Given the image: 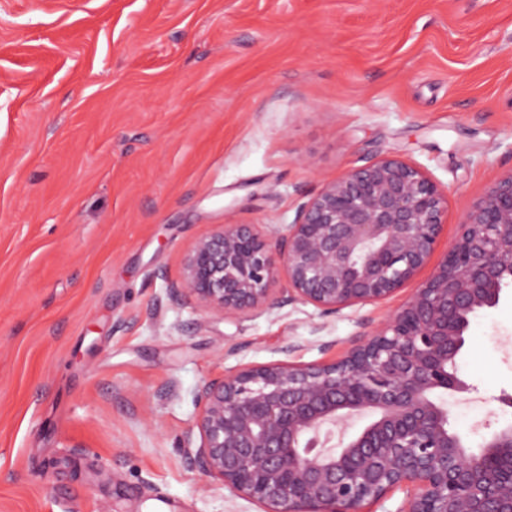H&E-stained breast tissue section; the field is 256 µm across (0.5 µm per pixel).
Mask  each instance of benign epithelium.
<instances>
[{
    "label": "benign epithelium",
    "mask_w": 512,
    "mask_h": 512,
    "mask_svg": "<svg viewBox=\"0 0 512 512\" xmlns=\"http://www.w3.org/2000/svg\"><path fill=\"white\" fill-rule=\"evenodd\" d=\"M448 208L396 156L327 183L268 235L222 224L188 252L174 297L205 316L248 319L301 303L323 316L376 304L428 263ZM288 287L275 293L280 271ZM512 284V171L467 213L431 275L383 325L330 363L275 362L205 383L188 467L263 512H366L397 488L398 512H512V427L471 451L440 392L466 393L458 356L470 319ZM340 446L331 445L336 430Z\"/></svg>",
    "instance_id": "1"
}]
</instances>
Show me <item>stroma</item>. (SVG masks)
Instances as JSON below:
<instances>
[{
    "mask_svg": "<svg viewBox=\"0 0 512 512\" xmlns=\"http://www.w3.org/2000/svg\"><path fill=\"white\" fill-rule=\"evenodd\" d=\"M384 155L448 198L423 281L512 171V0H0V512H261L185 463L200 388L340 359L413 288L243 322L169 288ZM465 338L474 451L512 424V285Z\"/></svg>",
    "mask_w": 512,
    "mask_h": 512,
    "instance_id": "1",
    "label": "stroma"
}]
</instances>
